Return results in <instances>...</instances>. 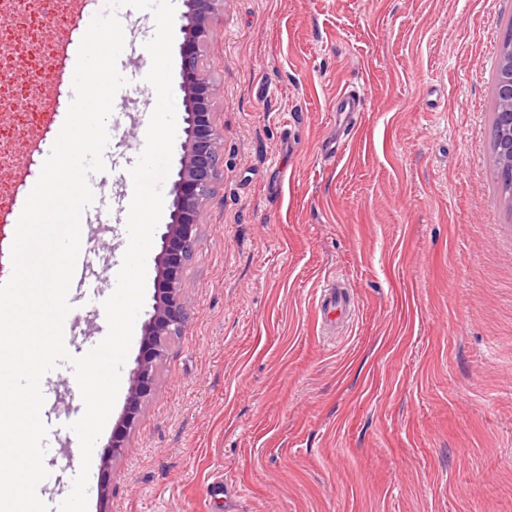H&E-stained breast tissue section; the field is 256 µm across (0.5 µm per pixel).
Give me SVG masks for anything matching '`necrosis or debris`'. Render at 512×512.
<instances>
[{"label":"necrosis or debris","mask_w":512,"mask_h":512,"mask_svg":"<svg viewBox=\"0 0 512 512\" xmlns=\"http://www.w3.org/2000/svg\"><path fill=\"white\" fill-rule=\"evenodd\" d=\"M12 19L0 28V126L10 123L15 103L26 100L33 112L60 107L59 96H46V68L57 58V39L45 22L53 17L57 26L75 32L73 0H0V17Z\"/></svg>","instance_id":"4bbe7bcc"}]
</instances>
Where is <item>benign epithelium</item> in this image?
Returning <instances> with one entry per match:
<instances>
[{
	"instance_id": "obj_1",
	"label": "benign epithelium",
	"mask_w": 512,
	"mask_h": 512,
	"mask_svg": "<svg viewBox=\"0 0 512 512\" xmlns=\"http://www.w3.org/2000/svg\"><path fill=\"white\" fill-rule=\"evenodd\" d=\"M221 0H187L189 37L180 45L181 71L188 78L184 85L185 141L179 159L177 179L172 182L171 222L161 235L158 262L163 300L153 305L145 322L142 349L132 369L131 394L125 428L114 433L112 448L123 447L126 429L134 422L136 406L148 395L161 363L166 343L181 333L189 312L181 300L187 266L201 237L200 214L211 198V187L224 162V135L214 123L212 101L216 88L206 74L201 44L212 31L213 15Z\"/></svg>"
}]
</instances>
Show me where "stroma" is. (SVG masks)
I'll use <instances>...</instances> for the list:
<instances>
[{"label":"stroma","instance_id":"35a3bbf8","mask_svg":"<svg viewBox=\"0 0 512 512\" xmlns=\"http://www.w3.org/2000/svg\"><path fill=\"white\" fill-rule=\"evenodd\" d=\"M114 12L139 38L102 183L126 206L156 27ZM510 27L512 0H224L202 46L224 166L183 282L190 319L113 452L158 293L152 245L88 512H216L219 476L230 512H512V194L491 152ZM355 88L363 108L330 157L336 95ZM65 119L18 114L0 198ZM126 221L83 237L102 299ZM333 277L356 308L331 327L317 298ZM76 388L60 368L42 421L83 409Z\"/></svg>","mask_w":512,"mask_h":512}]
</instances>
